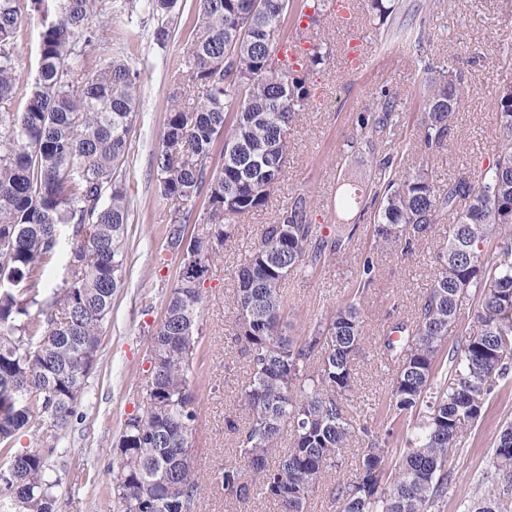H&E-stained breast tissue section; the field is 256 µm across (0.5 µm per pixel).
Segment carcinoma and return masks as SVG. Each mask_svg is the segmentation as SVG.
I'll return each instance as SVG.
<instances>
[{"label":"carcinoma","mask_w":512,"mask_h":512,"mask_svg":"<svg viewBox=\"0 0 512 512\" xmlns=\"http://www.w3.org/2000/svg\"><path fill=\"white\" fill-rule=\"evenodd\" d=\"M38 16V72L19 88L14 50L21 29L19 0H0V512H57L49 459L76 414L98 361L102 326L112 312L126 264L130 199L123 168L139 106L140 71L92 29L112 11H137L138 0H25ZM196 0L197 21L167 112L154 161L161 196L171 202L165 250L178 255L187 225L195 245L212 242L207 262L234 237L232 219L263 207L288 162L284 131L311 96L307 76L326 53L318 43L292 65L275 58L279 27L292 0ZM420 150L445 146L466 95L462 74L424 67ZM393 101L356 117L348 146L377 154L382 194L366 201L356 184L341 205L364 217L377 204L372 248L412 252L435 225L453 216L455 229L436 254L437 272L414 319L394 324L383 362L393 366L390 423H411L399 465L389 449L353 427L348 401L353 363L364 341L361 304L376 267L362 258L359 287L307 336H290L283 281L315 269L345 249L356 226L324 234L310 220L303 195L263 225L249 260L236 270V342L249 378L239 407L244 425L236 454L244 467H224V499L261 495L278 512H307L311 493L328 483L340 512H432L448 494V460L478 423L498 380L512 368V85L495 102L500 143L479 172L464 173L436 193L425 169L400 173L383 151L393 135ZM220 167L210 168L218 141ZM70 243L66 273L44 287L47 268ZM493 244L485 255L481 245ZM479 297L472 328L438 378L448 328L469 294ZM201 289L180 271L164 317L150 342L140 409L123 423L112 492L120 512H195L203 478L194 468V364L204 326ZM163 408H156V403ZM33 449L13 451L19 435ZM364 435L358 477H341L345 450ZM288 447H282L284 436ZM275 457L274 467L268 458ZM490 488L463 512H503L512 498V422L493 446ZM180 488L175 498L167 487Z\"/></svg>","instance_id":"1"}]
</instances>
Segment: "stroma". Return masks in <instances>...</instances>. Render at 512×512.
<instances>
[{"label":"stroma","mask_w":512,"mask_h":512,"mask_svg":"<svg viewBox=\"0 0 512 512\" xmlns=\"http://www.w3.org/2000/svg\"><path fill=\"white\" fill-rule=\"evenodd\" d=\"M396 3L382 24L371 0H353L355 23L365 36L363 57L355 69L344 61L346 34L335 17L325 16L310 30L311 39L325 37L333 52L310 74L311 97L288 127V162L265 205L238 221L223 259L214 262L208 273L202 289L205 336L193 376L198 417L191 459L207 482L196 512H276L273 502L258 497L225 500L219 481L224 466L237 462V434L229 424L239 418L238 397L248 381V367L235 341V270L248 259L262 225L274 223L300 194L308 195L312 221L324 231H333L340 218L358 225L347 251L315 272L292 273L283 285L287 331L305 336L321 316L348 302L361 257L371 251L369 224L359 221L356 211L336 209L348 179H361L368 187L376 184L368 154L351 151L346 144L358 113L375 110L383 92L393 93V117L399 123L393 142L398 165L404 172L426 165L439 191L462 172L486 166L495 150L499 125L493 102L500 88L512 83V0ZM196 17L192 0H184L180 10L163 18L143 4L133 14L113 12L109 24L99 30L114 50L136 59L141 71L140 109L126 167L130 216L124 283L102 329L99 365L50 460L61 479L60 512H114L113 447L124 420L140 406L150 367L149 343L179 269L178 257L163 249L170 204L158 190L154 154L171 105L170 76L192 38ZM162 26L170 35L160 45L155 32ZM39 30L37 19L23 16L15 56L20 82L27 87L37 74ZM428 62L462 70L468 93L447 145L426 160L419 150L418 117L423 66ZM453 229L448 220L436 225L409 257L374 253L376 275L364 298L368 340L354 363L359 408L352 421L368 423L376 439L387 440L392 448L403 445L408 430L387 423L392 372L382 364L377 343L393 321L413 317L434 277L436 249L451 238ZM508 421H512V376L500 382L483 417L454 455L452 484L435 512H461V500L481 491L482 478L494 471V439Z\"/></svg>","instance_id":"stroma-1"}]
</instances>
